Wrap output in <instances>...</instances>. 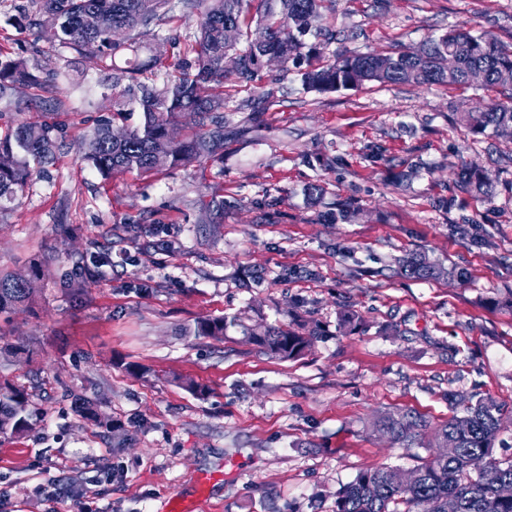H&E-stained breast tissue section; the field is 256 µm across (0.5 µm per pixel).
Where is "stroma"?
<instances>
[{
    "mask_svg": "<svg viewBox=\"0 0 512 512\" xmlns=\"http://www.w3.org/2000/svg\"><path fill=\"white\" fill-rule=\"evenodd\" d=\"M35 11L0 0V47L66 73L53 94L66 145L0 210V270L41 267L32 306L0 313V381L37 413L0 435V512H161L176 493L194 512H333L359 472L433 454L376 419L441 422L452 392L503 405L494 454L512 459V138L459 120L495 91L322 94L271 63V108L259 87L224 85L223 165L106 181L77 146L112 112V74L51 50ZM322 14L326 58L410 51L451 24L512 45V0H325ZM467 164L491 197L455 189ZM341 204L350 221L329 220ZM412 252L465 275L406 277ZM217 317L223 338L195 335ZM280 324L312 333L299 358L240 332Z\"/></svg>",
    "mask_w": 512,
    "mask_h": 512,
    "instance_id": "35a3bbf8",
    "label": "stroma"
}]
</instances>
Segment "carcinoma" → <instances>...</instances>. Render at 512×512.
Segmentation results:
<instances>
[{"label": "carcinoma", "instance_id": "obj_1", "mask_svg": "<svg viewBox=\"0 0 512 512\" xmlns=\"http://www.w3.org/2000/svg\"><path fill=\"white\" fill-rule=\"evenodd\" d=\"M259 2L252 8L253 2ZM41 18L29 26L54 25L55 42L85 57L89 55L112 71V118L96 125L78 144L80 160L103 178L126 173H151L190 163H224V82L257 85L265 62L306 64L300 71L303 89L334 92L365 82L462 86L469 84L474 68L485 73L482 86L498 88L502 98L479 100L461 120L477 134H512V85L501 83L504 69L512 70V47L483 34L454 25L442 35L427 37L411 52L392 55L350 54L326 64H315L316 45L335 39L334 30L320 23L323 0H183L200 11L199 33L178 54H158V43L176 48L179 39L161 34L159 26L174 19L170 0H36ZM96 13L100 25L84 29L82 19ZM236 54L240 67L224 68L226 57ZM456 69L448 72V57ZM167 74L162 85L154 76ZM58 73L40 77L29 60L0 51V100L14 96V86L50 89ZM185 118L197 130L184 139L173 138L175 121ZM64 135L58 123L22 120L0 133V210L23 194L31 178L57 158ZM455 188L463 193L489 196L492 185L480 169L465 165ZM405 274L420 280L435 279L448 270L426 255L414 252L403 260ZM40 270L29 277L0 273V312L16 309L32 298ZM223 318L201 321L195 333L224 337ZM243 334L280 359H294L311 345V339L291 327H271L258 334L245 327ZM453 414L436 426L408 410L382 415L377 426L406 448L436 447L434 457L412 469L415 480L404 481L405 471L381 466L360 472L343 485L334 512H512V496L503 497L499 486L512 483V459L494 457L501 429L502 407L490 398L472 400L448 394ZM28 393L0 383V434H19L32 426ZM480 457L487 467L475 471L470 460Z\"/></svg>", "mask_w": 512, "mask_h": 512}]
</instances>
